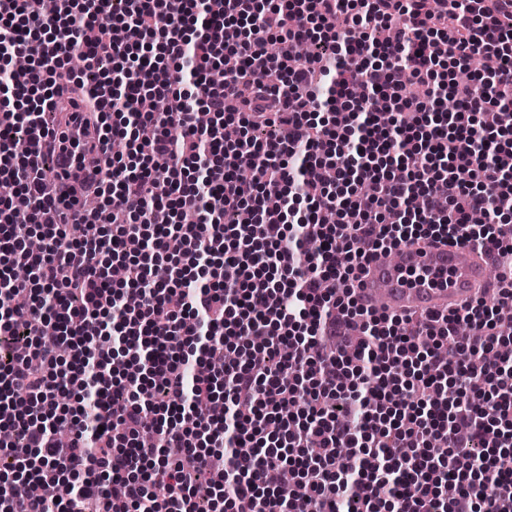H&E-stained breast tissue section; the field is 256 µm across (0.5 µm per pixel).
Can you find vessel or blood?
<instances>
[{
	"instance_id": "obj_1",
	"label": "vessel or blood",
	"mask_w": 512,
	"mask_h": 512,
	"mask_svg": "<svg viewBox=\"0 0 512 512\" xmlns=\"http://www.w3.org/2000/svg\"><path fill=\"white\" fill-rule=\"evenodd\" d=\"M487 266L465 244H407L372 256L357 290L364 305L397 314L454 309L473 298Z\"/></svg>"
}]
</instances>
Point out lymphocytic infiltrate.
I'll use <instances>...</instances> for the list:
<instances>
[{
	"label": "lymphocytic infiltrate",
	"mask_w": 512,
	"mask_h": 512,
	"mask_svg": "<svg viewBox=\"0 0 512 512\" xmlns=\"http://www.w3.org/2000/svg\"><path fill=\"white\" fill-rule=\"evenodd\" d=\"M508 99L512 0H0V424L34 454L0 444V512H512V277L431 315L356 293L406 243L512 262ZM197 352L218 371L187 376Z\"/></svg>",
	"instance_id": "lymphocytic-infiltrate-1"
}]
</instances>
